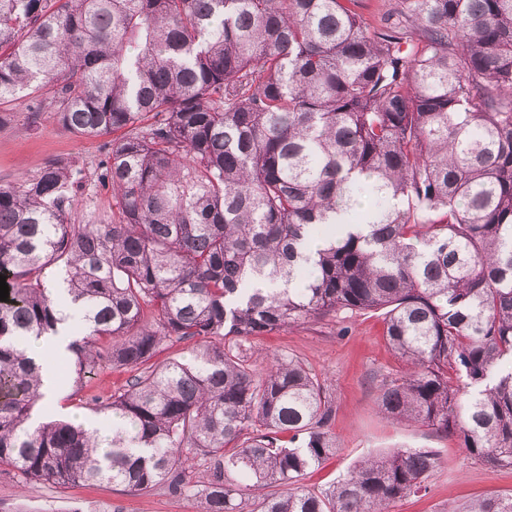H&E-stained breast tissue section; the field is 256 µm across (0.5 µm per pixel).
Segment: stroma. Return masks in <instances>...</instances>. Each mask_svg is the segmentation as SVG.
<instances>
[{
    "instance_id": "stroma-1",
    "label": "stroma",
    "mask_w": 512,
    "mask_h": 512,
    "mask_svg": "<svg viewBox=\"0 0 512 512\" xmlns=\"http://www.w3.org/2000/svg\"><path fill=\"white\" fill-rule=\"evenodd\" d=\"M26 99L14 102L0 122V185L16 183L52 162L80 160L94 166L103 154L104 138L73 133L50 112L29 119ZM112 212V189L88 184L73 208L72 221L92 224ZM251 356L255 371H262L276 356H290L320 375L335 403L331 430L339 444L335 455L309 470L302 483L321 490L345 475L353 463L391 448H429L441 459L429 479L430 491L397 503L393 512H448L449 506L491 491L512 492V472L495 470L470 457L453 434L425 427H404L385 419L375 406L383 375L402 370L403 364L384 336V315L379 311L339 310L303 324L272 331L240 343ZM135 375L102 361L85 385L68 384L54 404L37 406L39 419L89 414L91 408L123 391ZM0 512H202L199 497L170 492L167 487L130 493L107 483L67 489L42 482L21 484L15 470L0 467Z\"/></svg>"
}]
</instances>
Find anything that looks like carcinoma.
I'll return each mask as SVG.
<instances>
[{
  "label": "carcinoma",
  "instance_id": "carcinoma-1",
  "mask_svg": "<svg viewBox=\"0 0 512 512\" xmlns=\"http://www.w3.org/2000/svg\"><path fill=\"white\" fill-rule=\"evenodd\" d=\"M359 7L0 0V112L29 95L33 119L113 135L92 172L53 162L0 187V466L181 493L200 456L204 512H392L427 495L435 452L299 486L338 448L324 380L294 358L258 374L221 341L347 309L384 311L407 366L380 381L383 415L512 471V0H395L382 28ZM93 178L112 217L75 224ZM70 305L78 384L194 343L95 408L105 441L31 424L43 365L24 344ZM448 512H512V493ZM193 347V343L191 342L168 341L157 351L148 365L144 367H155L174 359H187L190 357Z\"/></svg>",
  "mask_w": 512,
  "mask_h": 512
}]
</instances>
